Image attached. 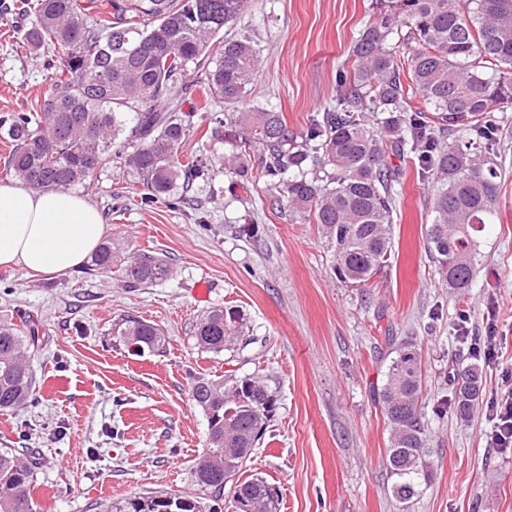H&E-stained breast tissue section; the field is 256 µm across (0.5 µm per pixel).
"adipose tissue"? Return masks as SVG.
I'll return each instance as SVG.
<instances>
[{
    "instance_id": "adipose-tissue-1",
    "label": "adipose tissue",
    "mask_w": 512,
    "mask_h": 512,
    "mask_svg": "<svg viewBox=\"0 0 512 512\" xmlns=\"http://www.w3.org/2000/svg\"><path fill=\"white\" fill-rule=\"evenodd\" d=\"M105 237L100 212L72 192L0 186V266L65 275L82 266Z\"/></svg>"
}]
</instances>
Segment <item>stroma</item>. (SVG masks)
Returning a JSON list of instances; mask_svg holds the SVG:
<instances>
[{
    "label": "stroma",
    "instance_id": "obj_1",
    "mask_svg": "<svg viewBox=\"0 0 512 512\" xmlns=\"http://www.w3.org/2000/svg\"><path fill=\"white\" fill-rule=\"evenodd\" d=\"M0 0V117L27 111L63 63L17 40L30 21ZM375 0H251L237 20L262 49V66L241 110L283 113L295 135L334 104L336 74L374 12ZM200 129L186 152L207 164L193 202L142 201L123 157L74 193L100 211L124 256L163 258L169 276L127 287L120 272L35 276L0 267V323L39 330L27 352L38 385L28 403L0 413V448L40 458L37 512H100L104 503L153 492L194 491L193 468L207 419L191 399L196 377L263 376L277 406L247 463V476L276 487L281 512H512V448L490 440L488 406L512 373V105L495 113L487 155L501 174L499 215L484 236L478 271L463 294L439 280L428 250L434 181L416 158H391L394 247L365 287L340 282L321 232L291 212L281 187L230 170L232 148L198 97H183ZM252 224L257 239L239 236ZM210 283L206 299L193 289ZM246 318L233 351L195 344L210 308ZM133 315L160 327V352L128 349L116 331ZM496 328L500 345L484 364L482 394L468 421L451 405L455 369L475 361L474 342ZM421 356V412L431 476L399 505L386 466L389 429L377 390L402 343Z\"/></svg>",
    "mask_w": 512,
    "mask_h": 512
}]
</instances>
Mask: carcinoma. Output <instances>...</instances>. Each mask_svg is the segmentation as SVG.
Wrapping results in <instances>:
<instances>
[{
	"label": "carcinoma",
	"mask_w": 512,
	"mask_h": 512,
	"mask_svg": "<svg viewBox=\"0 0 512 512\" xmlns=\"http://www.w3.org/2000/svg\"><path fill=\"white\" fill-rule=\"evenodd\" d=\"M249 0H13L31 19L20 41L31 52L59 49L65 56L33 111L0 119V138L10 144L5 175L35 190H68L85 183L126 152L148 200L166 198L206 175L198 157L184 162L180 150L198 132L196 113L172 98L190 69H203L206 100L236 106L247 95L261 64L256 41L235 30ZM352 48V63L336 76V105L325 109L302 137L288 130L283 113L254 108L227 112L218 123L240 139L228 157L245 167L250 151L263 152L261 174L284 187L288 207L321 229L337 279L366 284L388 266L393 248L392 182L387 161L411 151L422 171L435 176L433 219L427 245L439 279L463 291L478 264L481 239L498 207V170L482 155L481 141L495 131L492 113L512 103V0H377ZM407 28L415 44L403 58L389 38ZM420 98L426 109L415 111ZM365 112L388 114L378 129ZM448 125L468 134L440 142ZM118 254L105 239L87 266L112 269ZM129 288L169 275L158 257L139 255L120 263ZM245 318L233 307H215L196 324L199 348L221 353L235 344ZM117 335L140 349L160 351L163 331L128 317ZM38 340L34 327L0 324V411L25 405L36 381L25 345ZM457 416L470 417L482 384L471 363L453 377ZM195 406L218 411L215 427L196 459L197 493H171L175 512H223L224 480H234L266 431L276 395L260 377H198ZM422 367L415 345L404 343L390 361L379 392L389 427L387 468L392 495L406 505L429 478L427 429L418 410ZM34 454L0 448V512H36L32 487L39 469ZM234 495L250 512H280L279 495L266 481L237 482ZM155 496L111 501L105 512H157Z\"/></svg>",
	"instance_id": "obj_1"
}]
</instances>
